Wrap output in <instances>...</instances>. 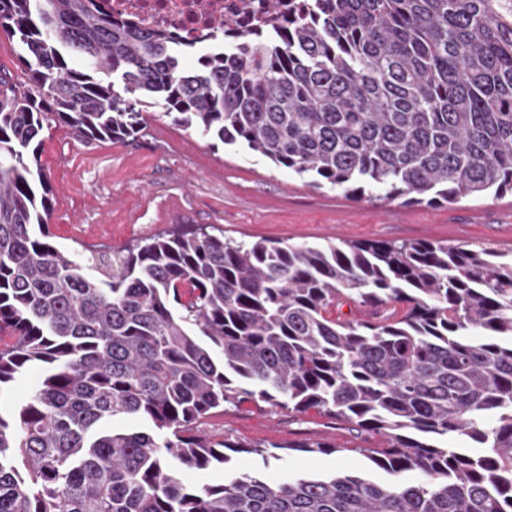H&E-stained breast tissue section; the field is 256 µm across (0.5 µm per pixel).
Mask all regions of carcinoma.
<instances>
[{"label":"carcinoma","mask_w":512,"mask_h":512,"mask_svg":"<svg viewBox=\"0 0 512 512\" xmlns=\"http://www.w3.org/2000/svg\"><path fill=\"white\" fill-rule=\"evenodd\" d=\"M0 33L27 78L22 93L0 78V392L39 374L0 413V512H512V253L189 226L63 253L39 164L51 122L125 138L161 102L313 187L512 192V0H310L228 45L220 19L192 70L175 36L89 0H0ZM257 399L379 436L359 452L387 480L234 472L252 444L198 424ZM212 469L224 482L183 481Z\"/></svg>","instance_id":"obj_1"}]
</instances>
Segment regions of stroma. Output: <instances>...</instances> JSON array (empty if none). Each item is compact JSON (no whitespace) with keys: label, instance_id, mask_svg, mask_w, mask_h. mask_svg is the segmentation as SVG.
Listing matches in <instances>:
<instances>
[{"label":"stroma","instance_id":"1","mask_svg":"<svg viewBox=\"0 0 512 512\" xmlns=\"http://www.w3.org/2000/svg\"><path fill=\"white\" fill-rule=\"evenodd\" d=\"M146 128L126 140L85 139L53 124L42 133L40 164L54 194L51 241L117 251L179 224L213 228L234 242L293 244L327 238L350 242L432 240L512 249V192L456 203L407 204L372 192L360 198L308 178L242 145H225L175 124L162 104L148 108ZM201 430L250 443L276 441L274 458L235 457L240 471L281 482L298 473L369 468L362 451L375 439L313 411L291 413L248 402L211 414ZM326 439L336 453L285 449L288 441Z\"/></svg>","mask_w":512,"mask_h":512}]
</instances>
